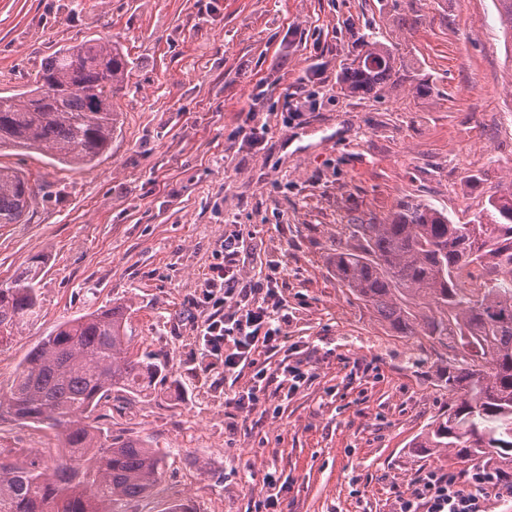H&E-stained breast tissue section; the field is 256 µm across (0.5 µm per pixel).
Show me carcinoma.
Instances as JSON below:
<instances>
[{"label":"carcinoma","mask_w":512,"mask_h":512,"mask_svg":"<svg viewBox=\"0 0 512 512\" xmlns=\"http://www.w3.org/2000/svg\"><path fill=\"white\" fill-rule=\"evenodd\" d=\"M129 61L110 38L56 51L33 87L0 95V153L33 151L71 169L103 157L116 128L112 99ZM397 74L392 53L368 40L341 81L369 92ZM37 191L21 171L0 164V224H18ZM356 251L333 258L336 279L403 336L448 339V410L414 447L451 454L493 475L512 477V191L488 197L470 224L424 203L401 201L379 224H356ZM477 271L484 287L462 286ZM37 272L0 283V334L38 316ZM426 301L428 312L412 305ZM126 306L67 319L23 359L0 391L8 417L55 431L56 454L0 447V512H125L158 483L162 458L136 439H107L94 413L115 392H142L161 364L138 355Z\"/></svg>","instance_id":"carcinoma-1"}]
</instances>
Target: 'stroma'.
Wrapping results in <instances>:
<instances>
[{
	"mask_svg": "<svg viewBox=\"0 0 512 512\" xmlns=\"http://www.w3.org/2000/svg\"><path fill=\"white\" fill-rule=\"evenodd\" d=\"M396 59L369 93L342 84L362 42ZM109 38L130 70L108 152L74 172L34 152L0 163L46 183L0 225V283L42 259L38 318L0 342V390L60 322L124 303L135 352L162 364L138 396L99 408L109 435L163 455L159 484L127 512H396L429 471L468 466L414 441L448 407V348L403 336L336 279L351 220L400 201L467 223L512 187V35L498 0H0V93L32 87L60 47ZM301 115L292 118L289 105ZM268 124L265 149L245 131ZM243 236L240 268L278 265L288 342L262 365H313L295 393L205 367L198 282ZM53 431L0 420V445L52 454Z\"/></svg>",
	"mask_w": 512,
	"mask_h": 512,
	"instance_id": "1",
	"label": "stroma"
}]
</instances>
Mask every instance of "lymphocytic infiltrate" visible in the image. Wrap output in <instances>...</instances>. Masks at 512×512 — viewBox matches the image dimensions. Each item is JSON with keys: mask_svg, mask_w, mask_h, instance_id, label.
Here are the masks:
<instances>
[{"mask_svg": "<svg viewBox=\"0 0 512 512\" xmlns=\"http://www.w3.org/2000/svg\"><path fill=\"white\" fill-rule=\"evenodd\" d=\"M239 243L238 235L225 237L223 264L211 267L199 285L202 301L211 310L196 331L203 355L221 359L225 373L239 376L252 370L246 390L227 400L235 408L251 410L271 379L290 383L296 390L311 372L286 365L269 373L258 367L257 354L287 343L286 318L276 274L252 280L242 277ZM492 496L511 499L512 484L492 479L477 468L465 482L453 473L431 472L409 493L399 495L398 512H486L485 504Z\"/></svg>", "mask_w": 512, "mask_h": 512, "instance_id": "lymphocytic-infiltrate-1", "label": "lymphocytic infiltrate"}]
</instances>
